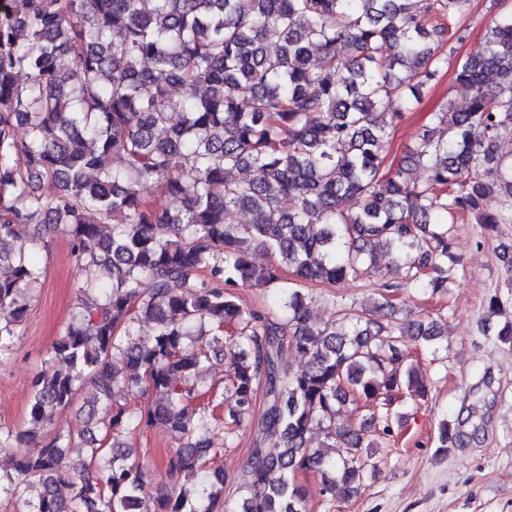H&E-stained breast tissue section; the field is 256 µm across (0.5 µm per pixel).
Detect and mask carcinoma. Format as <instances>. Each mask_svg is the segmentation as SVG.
Returning <instances> with one entry per match:
<instances>
[{
	"label": "carcinoma",
	"mask_w": 512,
	"mask_h": 512,
	"mask_svg": "<svg viewBox=\"0 0 512 512\" xmlns=\"http://www.w3.org/2000/svg\"><path fill=\"white\" fill-rule=\"evenodd\" d=\"M472 2L0 0V359L16 351L47 231L67 238L87 275L47 358L66 370L33 380L17 436L34 448L0 474V492L20 499L40 484L23 512H309L294 475L311 471L325 512L356 493L378 462L365 428L337 418L348 403L423 395L407 340L438 353L441 319L400 325L385 297L375 318L363 308L321 324L302 285L356 278L386 256L387 293H443L458 263L452 225L512 224V156L497 149L512 135V11L458 61L470 101L436 113L446 135L426 129L384 165L388 129L447 67ZM244 168L260 177L240 180ZM351 198L356 211L344 207ZM233 208L251 219L229 223ZM258 248L278 264H255ZM243 286L269 291L266 307L242 308L232 289ZM487 313L503 318L487 334L511 344L498 296ZM287 350L302 369L281 368ZM218 351L232 359L228 438L265 399L233 498L223 471L204 465L213 416L196 402L197 372ZM87 380L86 428L46 437ZM142 384L161 398L124 417L120 393ZM464 426L441 421L439 450L479 432ZM140 427L179 441L166 470L202 473L200 491L149 479L119 439ZM315 431L335 455L308 446Z\"/></svg>",
	"instance_id": "cac0c4a2"
}]
</instances>
